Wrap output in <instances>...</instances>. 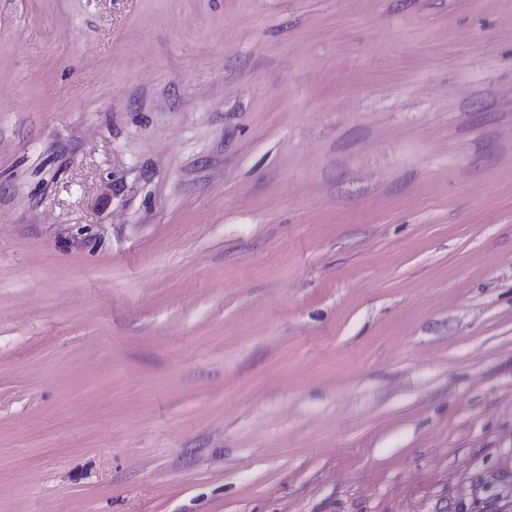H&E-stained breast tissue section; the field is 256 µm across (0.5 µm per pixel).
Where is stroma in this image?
Returning a JSON list of instances; mask_svg holds the SVG:
<instances>
[{
	"label": "stroma",
	"instance_id": "35a3bbf8",
	"mask_svg": "<svg viewBox=\"0 0 512 512\" xmlns=\"http://www.w3.org/2000/svg\"><path fill=\"white\" fill-rule=\"evenodd\" d=\"M0 512H512V0H0Z\"/></svg>",
	"mask_w": 512,
	"mask_h": 512
}]
</instances>
